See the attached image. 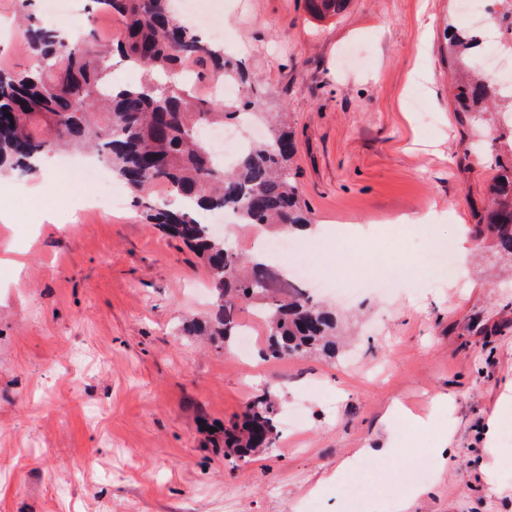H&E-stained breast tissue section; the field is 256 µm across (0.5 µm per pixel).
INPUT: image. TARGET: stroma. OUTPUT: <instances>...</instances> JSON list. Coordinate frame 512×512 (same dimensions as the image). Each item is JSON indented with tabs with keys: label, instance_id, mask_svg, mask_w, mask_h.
<instances>
[{
	"label": "stroma",
	"instance_id": "stroma-1",
	"mask_svg": "<svg viewBox=\"0 0 512 512\" xmlns=\"http://www.w3.org/2000/svg\"><path fill=\"white\" fill-rule=\"evenodd\" d=\"M71 3L59 29L120 30L90 0ZM459 8L348 0L319 17L305 0L214 6L245 92L296 140L297 183L325 238L365 246L363 279L405 274L390 295L316 292L351 339L336 362L265 360L266 325L250 304L239 313L254 333L249 357L183 335L211 307L209 272L131 195L91 207L62 169L0 182L20 217L0 223V512H348L357 479L398 486L369 500L396 512L417 440L433 469L410 512H512V437L499 434L506 453L485 470L488 419L512 386V261L470 234L512 140L500 114L474 125L450 91ZM400 216L417 238L394 253L382 233ZM461 238L466 275L437 272L430 244ZM269 384L301 404L302 431L280 425L272 453L229 463L221 427ZM442 395L453 413L431 414ZM394 402L429 415L427 426L389 415ZM389 444L393 455L373 456ZM352 455L357 468L336 477Z\"/></svg>",
	"mask_w": 512,
	"mask_h": 512
}]
</instances>
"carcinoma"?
Returning <instances> with one entry per match:
<instances>
[{
    "instance_id": "carcinoma-1",
    "label": "carcinoma",
    "mask_w": 512,
    "mask_h": 512,
    "mask_svg": "<svg viewBox=\"0 0 512 512\" xmlns=\"http://www.w3.org/2000/svg\"><path fill=\"white\" fill-rule=\"evenodd\" d=\"M123 22L109 41L92 28L80 41L64 42L58 30L31 25L24 40L38 63L25 70L0 67V173L36 171V159L60 149L95 151L129 190L145 219L162 234L181 240L206 265L212 309L186 323L192 336L223 344L240 332L241 305L260 301L267 328V360L318 354L327 362L339 355L336 313L299 287L286 291L269 285L268 265L215 236L205 215L224 212L236 223L282 229L310 224L309 210L296 182L291 160L296 145L282 124L268 121L269 134L247 144L230 165L214 160L201 130L246 112L256 116V102L246 96L236 104L203 100L180 77L192 65L211 69L214 77L242 79L243 63L177 19L172 0H91ZM347 0H308L320 16L336 15ZM474 40L452 36L451 57L465 64L474 57ZM143 69L137 85L112 84L110 59ZM455 98L471 117L492 103L512 112L482 73L469 67L456 83ZM163 187L179 200L160 206L153 192ZM471 232L492 235L497 252L512 258V165L490 186L488 207ZM280 404L275 392L262 389L241 418L224 427V457L248 460L276 446Z\"/></svg>"
}]
</instances>
